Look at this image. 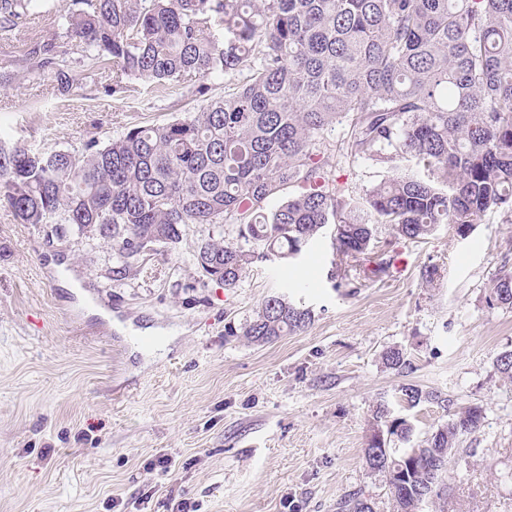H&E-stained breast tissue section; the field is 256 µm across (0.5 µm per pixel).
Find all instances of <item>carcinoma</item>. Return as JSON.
<instances>
[{
  "label": "carcinoma",
  "mask_w": 512,
  "mask_h": 512,
  "mask_svg": "<svg viewBox=\"0 0 512 512\" xmlns=\"http://www.w3.org/2000/svg\"><path fill=\"white\" fill-rule=\"evenodd\" d=\"M59 15L88 66L126 78L191 83L217 74L245 80L197 112L130 126L102 149L33 151L0 144V204L22 224L60 219L112 245L119 280L186 224H236L245 241L290 261L325 230L338 262L330 279L371 261L375 226L418 242L441 224L466 235L488 212L512 223V0H82ZM46 0H0V31L43 13ZM27 71H54L69 90V61L55 38L34 43ZM346 126L347 155L393 175L360 198L330 179L325 135ZM288 197L274 208L270 200ZM259 257L209 239L194 258L202 276L235 288ZM487 303L512 308V272ZM312 310L284 294L224 335L265 345L306 330ZM385 368L412 370L405 349H384ZM512 382V351L495 360ZM414 408L448 411L438 390L407 383ZM485 409L462 407L410 445L412 424L373 406L363 458L388 488L392 512H444L448 462L479 431ZM365 489L336 512H376Z\"/></svg>",
  "instance_id": "obj_1"
}]
</instances>
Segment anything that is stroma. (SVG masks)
Segmentation results:
<instances>
[{
  "label": "stroma",
  "mask_w": 512,
  "mask_h": 512,
  "mask_svg": "<svg viewBox=\"0 0 512 512\" xmlns=\"http://www.w3.org/2000/svg\"><path fill=\"white\" fill-rule=\"evenodd\" d=\"M0 33V141L35 151L105 146L132 125H162L223 96L230 81L188 86L139 79L121 93L80 61L60 25L75 0ZM53 35L74 65L70 93L53 73H26L31 41ZM344 128L327 136L332 175L359 197L386 169L345 155ZM388 273L335 287L330 236L298 259H256L236 288L202 277L197 246L239 243L233 224H188L122 280L110 244L65 224H22L0 206V512H336L365 488L390 512L363 448L371 410L414 383L486 419L448 464L447 512H512V383L494 368L512 350V309L489 305L488 287L512 271V224L482 217L468 235L443 224L426 240H394ZM440 267L436 287L424 267ZM312 309L302 332L267 345L225 336L273 293ZM405 348L413 370L379 358ZM172 461L170 471L155 465Z\"/></svg>",
  "instance_id": "35a3bbf8"
}]
</instances>
